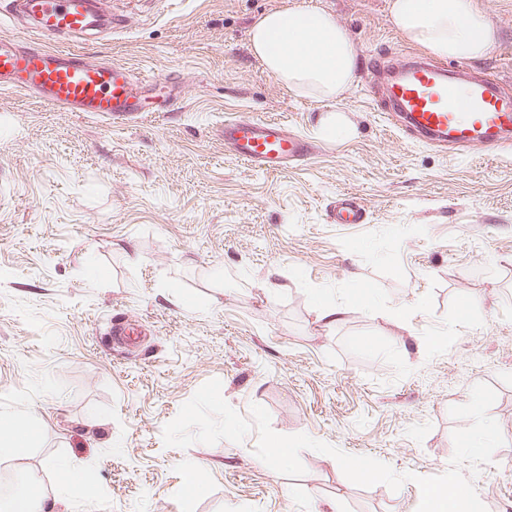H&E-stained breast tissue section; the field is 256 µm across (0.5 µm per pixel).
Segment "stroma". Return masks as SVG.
Returning <instances> with one entry per match:
<instances>
[{"label":"stroma","mask_w":512,"mask_h":512,"mask_svg":"<svg viewBox=\"0 0 512 512\" xmlns=\"http://www.w3.org/2000/svg\"><path fill=\"white\" fill-rule=\"evenodd\" d=\"M295 2L114 0L123 28L74 42L175 96L135 123L0 91V414L28 409L47 426L0 464V482L22 469L50 487L55 458L96 478L51 512H416L414 482L360 487L313 450L303 476L277 473L254 432L165 446V424L212 379L242 416L268 410L277 433L421 476L448 470L452 432L467 425L449 410L488 384L505 443L463 473L487 512H512V144H432L390 116L371 63L425 52L397 31L389 0H307L336 15L360 62L334 103L353 133L323 138L321 104L289 95L248 48L260 14ZM473 2L498 38L464 67L512 97V0ZM248 116L286 120L311 158L277 172L236 160L224 123ZM343 194L363 223H337ZM355 284L375 304L323 325L313 292L340 303ZM190 464L204 495L185 487Z\"/></svg>","instance_id":"1"}]
</instances>
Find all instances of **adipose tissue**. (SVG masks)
<instances>
[{
    "mask_svg": "<svg viewBox=\"0 0 512 512\" xmlns=\"http://www.w3.org/2000/svg\"><path fill=\"white\" fill-rule=\"evenodd\" d=\"M388 8L400 34L437 57L478 59L497 39L473 0H389ZM248 41L252 56L289 94L326 105L320 122L324 136L351 135L348 119L332 104L357 82L359 67L348 33L333 13L299 4L272 10L253 21ZM43 432L37 415H0V461L31 447Z\"/></svg>",
    "mask_w": 512,
    "mask_h": 512,
    "instance_id": "1",
    "label": "adipose tissue"
}]
</instances>
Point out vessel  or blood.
<instances>
[{"label":"vessel or blood","mask_w":512,"mask_h":512,"mask_svg":"<svg viewBox=\"0 0 512 512\" xmlns=\"http://www.w3.org/2000/svg\"><path fill=\"white\" fill-rule=\"evenodd\" d=\"M97 0H14L16 11L34 20L33 32L47 47L28 51L0 38V89L34 94L65 112H91L115 122L141 119V107L129 68L122 63H93L81 48L61 45L67 35L94 25L118 27L112 13H98ZM392 111L405 116L416 133L445 138L464 147H481L512 138L508 112L494 79L483 75L455 79L447 66H409L387 87ZM224 147L240 162L281 171L308 152L306 142L290 134L282 121L241 118L224 126Z\"/></svg>","instance_id":"b4317fda"}]
</instances>
